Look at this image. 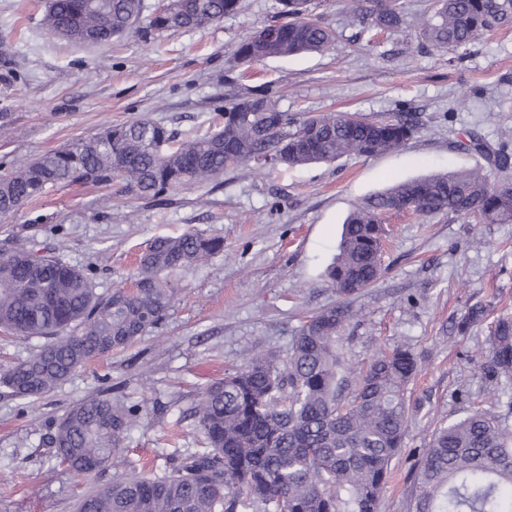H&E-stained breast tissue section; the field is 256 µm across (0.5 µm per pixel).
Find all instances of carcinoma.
<instances>
[{
  "mask_svg": "<svg viewBox=\"0 0 512 512\" xmlns=\"http://www.w3.org/2000/svg\"><path fill=\"white\" fill-rule=\"evenodd\" d=\"M309 0H277L268 43L245 37L233 59L250 66L268 58L321 53L335 33L310 17ZM353 20L396 32L406 15L396 0H347ZM244 0H178L168 17L143 22L144 0H49L45 29L74 43L107 42L133 31L206 28L240 13ZM512 22V0H432L418 21L430 47L456 51ZM224 123L197 138L146 119L106 126L89 139L0 173V220L52 185L120 180L142 198L219 178L229 168L296 167L371 157L403 147L418 133V117L401 112L372 121L326 113L302 120L280 109L268 90L231 91L216 106ZM498 170L505 148L489 153L473 136L462 145ZM512 223V186L480 170L452 171L399 183L359 204L344 226L339 254L326 277L342 297L297 330L286 356H257L204 389L194 410L204 448L167 459L161 475H124L96 487L77 512H378L392 459L410 418L407 388L418 369L401 345L376 354L349 382L340 331L353 314L348 299L375 282L393 211ZM224 251V241L188 230L158 236L142 251L136 289L96 293L95 270L38 254L21 240L0 249V332L43 337L29 358L0 371V387L22 399L41 397L89 361L131 344L155 328L181 288L175 276ZM471 306L458 332L488 319ZM480 369L490 380L512 379V317L493 321ZM143 407L97 395L72 405L55 423L49 444L76 475L120 461L125 433ZM412 512H512V436L490 412L477 409L433 431L417 463Z\"/></svg>",
  "mask_w": 512,
  "mask_h": 512,
  "instance_id": "cac0c4a2",
  "label": "carcinoma"
}]
</instances>
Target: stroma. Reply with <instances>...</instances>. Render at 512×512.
<instances>
[{"label": "stroma", "instance_id": "stroma-1", "mask_svg": "<svg viewBox=\"0 0 512 512\" xmlns=\"http://www.w3.org/2000/svg\"><path fill=\"white\" fill-rule=\"evenodd\" d=\"M336 32L327 51L269 58L241 69L237 43L270 21L275 0L201 30L105 44L61 40L42 25L47 0H0V161L19 167L107 125L147 119L198 136L214 129L215 105L230 83L280 94L301 118L326 112L385 119L419 113V131L401 151L345 155L330 164L259 171L238 167L218 180L146 200L125 183L58 185L0 223L7 235L35 237L67 262L96 271L97 293L130 286L154 237L194 229L223 239L222 253L180 273L181 295L165 318L127 348L94 359L37 400L0 388V512H74L78 500L117 476L163 472L166 459L201 449L192 411L202 389L259 353L286 355L307 317L339 297L325 276L342 226L366 197L448 171L489 169L461 150L469 136L512 146V25L449 53L424 46L417 26L390 33L361 29L341 0H313ZM390 231L381 276L350 300L341 336L359 370L379 351L409 347L419 371L407 396L414 412L405 446L391 461L379 512H410L416 464L432 431L474 406L512 433V382L493 384L478 361L488 325L458 335L467 309L489 304L512 316V224H473L456 216H386ZM127 404L157 403L127 432L117 467L75 476L48 444L55 421L99 394Z\"/></svg>", "mask_w": 512, "mask_h": 512}]
</instances>
